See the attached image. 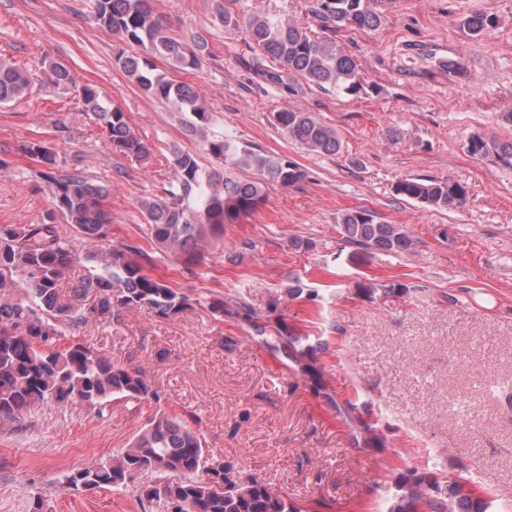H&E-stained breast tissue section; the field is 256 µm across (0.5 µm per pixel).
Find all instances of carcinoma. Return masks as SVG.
Instances as JSON below:
<instances>
[{
	"label": "carcinoma",
	"mask_w": 512,
	"mask_h": 512,
	"mask_svg": "<svg viewBox=\"0 0 512 512\" xmlns=\"http://www.w3.org/2000/svg\"><path fill=\"white\" fill-rule=\"evenodd\" d=\"M239 0H211L212 14L226 31L242 30L254 57L249 68L264 81L288 86L299 75L320 88H337L354 95L365 90L358 64L331 42L311 37L300 25L266 15L240 14ZM310 12L327 31L340 27L372 30L381 23L379 0H311ZM95 22L108 28L135 52L120 49L116 65L142 90L165 100L186 114L184 125L200 141L203 151L230 168L249 172L251 178L230 177L223 169L208 170L198 155L174 149L170 163L174 179L165 196L144 199L148 235L164 252L192 264L224 225L249 216L266 199L268 186L291 187L304 178L297 164L275 158L227 137L208 134L211 113L199 91L164 72L153 59L173 69L196 68L209 53L207 39L198 35L188 42L169 36L149 0H92ZM497 25L491 13L469 15L461 26L473 37L488 35ZM48 78L66 85L74 82L67 66L49 65ZM28 78L18 66L0 62V105L24 95ZM79 95L96 123L105 131L112 149L138 162L151 158L152 147L130 127L118 106H108L98 89L83 85ZM288 139L310 151L334 154L340 149L336 129L309 112L274 113ZM466 151L512 167V141L481 134L470 136ZM26 153L39 163L48 183L50 207L42 222L28 227L0 224V417H13L49 401L79 400L103 406L112 397L132 401H160L144 374L103 358L81 342L58 346L67 328L75 329L92 317L137 309L164 318L192 307L193 298L174 290L144 271L151 263L139 247H103L112 236L104 207L106 190L92 183L78 167L62 165L58 154L42 141H31ZM397 195L436 210L462 206L467 186L448 179L403 178ZM62 217L86 246L79 255L62 236ZM345 241L353 246L407 253L413 239L400 224L377 222L364 208L342 215ZM88 264L79 295L92 298L88 308L61 299V279L78 259ZM146 477L141 494L160 512H300L288 499L272 495L257 477L229 478L210 467L208 450L199 435L178 414L159 411L129 447L97 466L85 467L68 477L79 487H125ZM494 512L492 500L452 480L448 488L418 476L410 487L387 500L385 512Z\"/></svg>",
	"instance_id": "obj_1"
}]
</instances>
